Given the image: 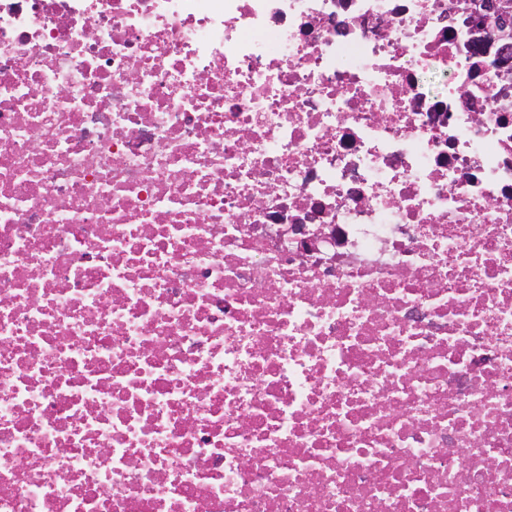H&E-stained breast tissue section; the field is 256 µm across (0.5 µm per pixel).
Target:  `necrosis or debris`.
Returning <instances> with one entry per match:
<instances>
[{"mask_svg":"<svg viewBox=\"0 0 512 512\" xmlns=\"http://www.w3.org/2000/svg\"><path fill=\"white\" fill-rule=\"evenodd\" d=\"M456 0H0V512H512V77Z\"/></svg>","mask_w":512,"mask_h":512,"instance_id":"obj_1","label":"necrosis or debris"}]
</instances>
